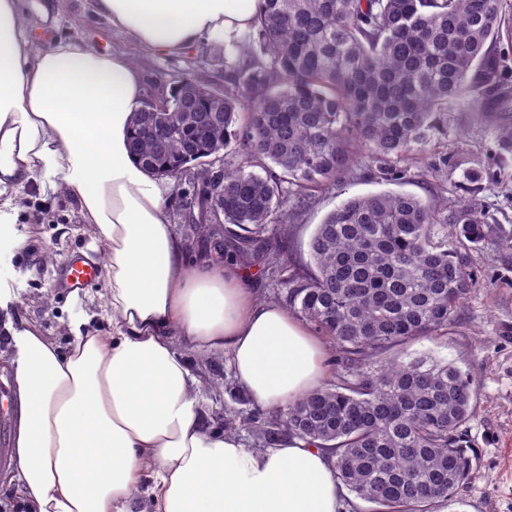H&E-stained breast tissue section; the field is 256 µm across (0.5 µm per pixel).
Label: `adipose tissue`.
<instances>
[{
    "label": "adipose tissue",
    "mask_w": 512,
    "mask_h": 512,
    "mask_svg": "<svg viewBox=\"0 0 512 512\" xmlns=\"http://www.w3.org/2000/svg\"><path fill=\"white\" fill-rule=\"evenodd\" d=\"M140 45L177 51L232 39L257 0H94ZM142 72L123 57L52 40L33 49L17 0H0V247L21 250L17 198H71L106 253L111 337L75 333L62 353L35 328L11 332L14 468L31 512H344L330 450L288 435L257 451L207 430L197 379L171 339L225 353L239 387L274 409L322 386L326 347L285 306L255 301L234 262L188 264L171 181L130 150Z\"/></svg>",
    "instance_id": "1"
}]
</instances>
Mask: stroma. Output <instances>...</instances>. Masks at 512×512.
<instances>
[{
  "instance_id": "1",
  "label": "stroma",
  "mask_w": 512,
  "mask_h": 512,
  "mask_svg": "<svg viewBox=\"0 0 512 512\" xmlns=\"http://www.w3.org/2000/svg\"><path fill=\"white\" fill-rule=\"evenodd\" d=\"M56 2V9L44 18L37 12L40 0H23L22 12L29 21L33 41L56 36L98 53L124 56L143 73L144 102L169 95L178 77L191 68L215 85L224 83L223 71L210 65L216 50L211 39L178 52H151L97 14L93 0ZM442 158L448 161V175L438 193L426 171ZM475 164L485 171L478 198L504 235L471 250L477 280L459 319L449 325L447 337L413 340L397 352L384 353L382 359L447 360L469 374L476 389L474 412L461 432L465 444L475 449L477 459L448 512H512V153L502 149L494 128L474 118L468 99L453 101L446 134L433 143L430 154L409 161L406 179L385 181L360 174L347 179L336 191L316 194L289 225L286 245L293 259H307L316 225L342 200L354 196L397 191L433 202L442 197L452 205L464 204L469 195L459 181L463 170ZM189 189L186 183L175 185L169 194L175 232L188 255L214 257L209 236L191 233L184 222L179 198ZM18 204L15 228L26 238L27 246L19 252L0 254V288L10 289L13 295L9 313L14 326L35 327L62 352L68 350L72 340V320H82L85 332L111 335V326L101 317L105 280L68 296L59 294L56 288L71 256L84 253L89 261L104 263L103 250L93 247L91 225L83 223L74 202L59 193H44L30 186L21 191ZM172 341L185 351L199 380L209 429L223 430L224 419L230 414L250 413L263 421L275 419L276 410L258 407L240 389L227 357L196 351L177 333Z\"/></svg>"
}]
</instances>
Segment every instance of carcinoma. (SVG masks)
<instances>
[{"label":"carcinoma","mask_w":512,"mask_h":512,"mask_svg":"<svg viewBox=\"0 0 512 512\" xmlns=\"http://www.w3.org/2000/svg\"><path fill=\"white\" fill-rule=\"evenodd\" d=\"M512 45L504 0H258L249 29L215 58L224 91L185 72L170 96L133 119L131 148L158 177L191 185V226L239 229L233 253L262 254L279 214L332 192L359 171L399 180L389 166L425 154L448 128V104L475 114L512 152V97L502 44ZM236 142L240 162L211 164ZM451 224L455 237H438ZM497 228L484 205L428 204L403 192L350 198L294 265L289 309L336 348L332 388L296 404L266 444L295 434L332 450L337 478L383 512H428L453 501L475 456L460 432L473 415L468 374L451 363L376 358L420 337H444L473 285L469 250Z\"/></svg>","instance_id":"1"}]
</instances>
